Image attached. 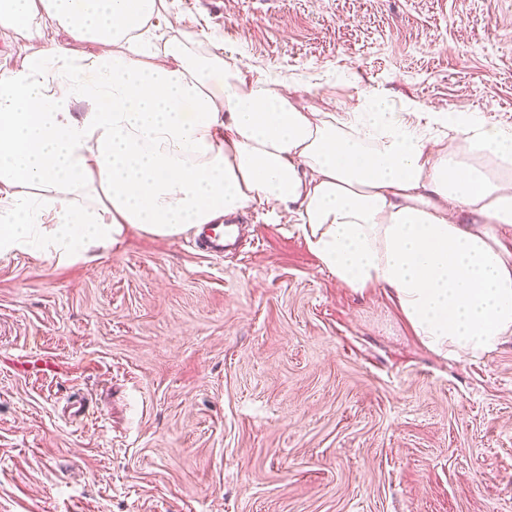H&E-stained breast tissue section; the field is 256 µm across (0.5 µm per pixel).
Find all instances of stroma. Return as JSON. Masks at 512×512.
Segmentation results:
<instances>
[{
	"instance_id": "stroma-1",
	"label": "stroma",
	"mask_w": 512,
	"mask_h": 512,
	"mask_svg": "<svg viewBox=\"0 0 512 512\" xmlns=\"http://www.w3.org/2000/svg\"><path fill=\"white\" fill-rule=\"evenodd\" d=\"M311 112L464 107L512 125V0H172ZM215 259L130 231L0 257V512H512V336L447 360L337 285L280 213ZM52 359L49 374L19 368ZM89 411L77 422L69 406Z\"/></svg>"
}]
</instances>
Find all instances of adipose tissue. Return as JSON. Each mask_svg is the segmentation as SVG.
I'll return each instance as SVG.
<instances>
[{
    "label": "adipose tissue",
    "instance_id": "ef3b65f1",
    "mask_svg": "<svg viewBox=\"0 0 512 512\" xmlns=\"http://www.w3.org/2000/svg\"><path fill=\"white\" fill-rule=\"evenodd\" d=\"M168 0H0V256L59 263L257 207L341 284L379 286L420 342L478 359L512 335V126L465 108L310 112L215 53L156 45ZM53 28L66 41L28 53ZM89 41L78 57L68 40Z\"/></svg>",
    "mask_w": 512,
    "mask_h": 512
}]
</instances>
